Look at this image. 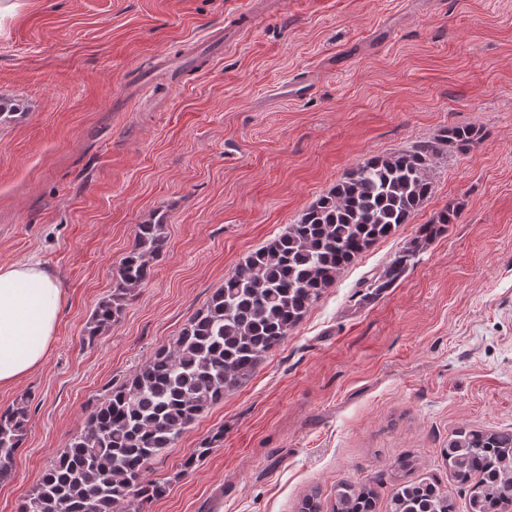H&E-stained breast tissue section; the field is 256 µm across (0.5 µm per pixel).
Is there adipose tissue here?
Masks as SVG:
<instances>
[{"label": "adipose tissue", "instance_id": "1", "mask_svg": "<svg viewBox=\"0 0 512 512\" xmlns=\"http://www.w3.org/2000/svg\"><path fill=\"white\" fill-rule=\"evenodd\" d=\"M62 304L61 290L41 262L0 264V387L44 362Z\"/></svg>", "mask_w": 512, "mask_h": 512}]
</instances>
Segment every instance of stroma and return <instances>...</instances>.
<instances>
[{
	"instance_id": "35a3bbf8",
	"label": "stroma",
	"mask_w": 512,
	"mask_h": 512,
	"mask_svg": "<svg viewBox=\"0 0 512 512\" xmlns=\"http://www.w3.org/2000/svg\"><path fill=\"white\" fill-rule=\"evenodd\" d=\"M0 18V263L36 259L63 294L0 512H19L96 401L296 223L349 168L473 125L433 168L412 221L346 268L251 377L204 412L148 478L144 512H294L310 489L394 463L469 494L441 455L463 426L512 430V0H15ZM302 94H290L292 84ZM457 223L390 288L366 287L426 223ZM167 247L112 329L85 344L137 225ZM224 440L182 463L215 432Z\"/></svg>"
}]
</instances>
